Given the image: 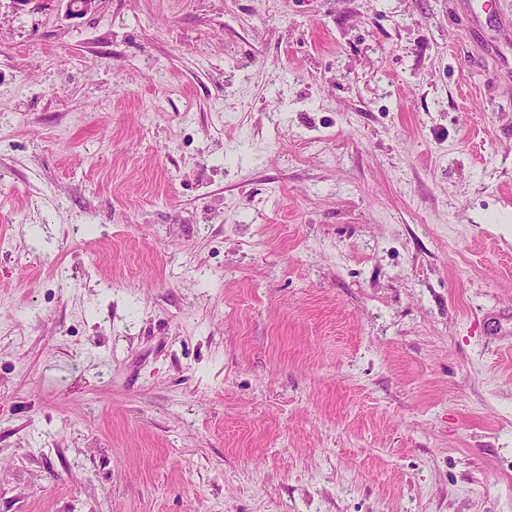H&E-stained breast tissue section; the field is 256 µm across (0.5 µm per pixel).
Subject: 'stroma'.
I'll list each match as a JSON object with an SVG mask.
<instances>
[{"instance_id":"stroma-1","label":"stroma","mask_w":512,"mask_h":512,"mask_svg":"<svg viewBox=\"0 0 512 512\" xmlns=\"http://www.w3.org/2000/svg\"><path fill=\"white\" fill-rule=\"evenodd\" d=\"M0 512H512V0H0Z\"/></svg>"}]
</instances>
